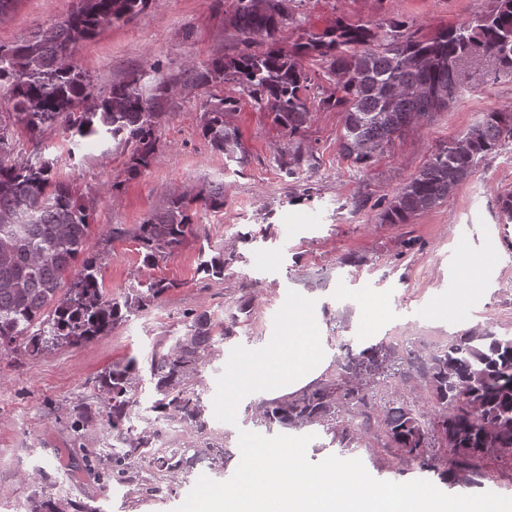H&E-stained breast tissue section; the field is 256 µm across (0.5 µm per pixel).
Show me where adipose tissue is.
<instances>
[{"mask_svg": "<svg viewBox=\"0 0 512 512\" xmlns=\"http://www.w3.org/2000/svg\"><path fill=\"white\" fill-rule=\"evenodd\" d=\"M287 345V355L253 361L244 377L250 389L265 393L266 379L271 373L277 377L275 392L280 396L301 391L319 378L323 361L306 353L302 337L289 336Z\"/></svg>", "mask_w": 512, "mask_h": 512, "instance_id": "obj_1", "label": "adipose tissue"}]
</instances>
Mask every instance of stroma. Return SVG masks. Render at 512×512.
Wrapping results in <instances>:
<instances>
[{
	"mask_svg": "<svg viewBox=\"0 0 512 512\" xmlns=\"http://www.w3.org/2000/svg\"><path fill=\"white\" fill-rule=\"evenodd\" d=\"M74 3L14 0L0 15V44L60 23ZM493 7V0H299L282 42L306 41L341 16L380 24L407 20L431 35ZM233 13L234 0H152L141 14L76 49L73 61L90 75L95 93L107 94L118 83L146 87L164 79L173 85L161 101V148L137 177L127 175L128 151L112 142L77 146L51 129L24 145L26 152L39 150L53 160L58 176L82 193L92 224L87 251L109 255L101 269L106 290L117 295L150 276L171 287L89 345L0 353V512H27L41 490L61 512H82L86 505L101 512H174L200 476L220 482L236 470L239 433L255 431L251 414L259 398L250 389L225 385L224 374L245 372L255 358L272 354L279 336H306L327 359L323 375L329 378L347 341L359 350L384 341L427 357L472 326L512 331V220L497 206L500 196L512 193V144L481 161L443 205L407 224L381 219L431 149L462 136L485 112L512 110V77L489 59L466 61L459 100L409 127L362 169L340 150L343 113L323 103L333 81L316 55L305 56L311 85L304 139L316 169L311 178L294 179L279 166L290 146L286 130L256 108L233 77L197 88L178 82L185 69L235 54ZM215 96L238 102L225 122L242 144L245 167L226 160L202 135L204 103ZM215 187L224 190L223 208L197 203V195ZM177 197L188 198L191 220L207 238L187 239L147 268L137 229ZM115 227L123 230L116 239L110 236ZM232 250L238 257L223 280L201 279V256ZM399 302L423 308L422 317H392ZM192 310L218 326L233 316L239 320L235 335L216 344L198 375L197 390L208 406L207 436L222 442L225 460L198 458L190 430L167 424V451L190 461L183 473L135 464L121 480L97 475L90 462L111 444L112 434L99 417L76 429L75 407L98 406L97 376L112 363L147 355L159 337L184 333V315ZM273 317L280 322L275 334L267 329ZM392 399L413 406L426 428L434 429L429 387L418 368L408 365L403 375L369 389L366 408L344 406L343 416L359 428L349 447H340L322 426H309V460L358 458L381 481L425 479L452 495L490 491L512 497V456L489 452L455 464L451 450L438 444L430 450L435 468L429 471L394 447L382 424V406Z\"/></svg>",
	"mask_w": 512,
	"mask_h": 512,
	"instance_id": "obj_1",
	"label": "stroma"
}]
</instances>
